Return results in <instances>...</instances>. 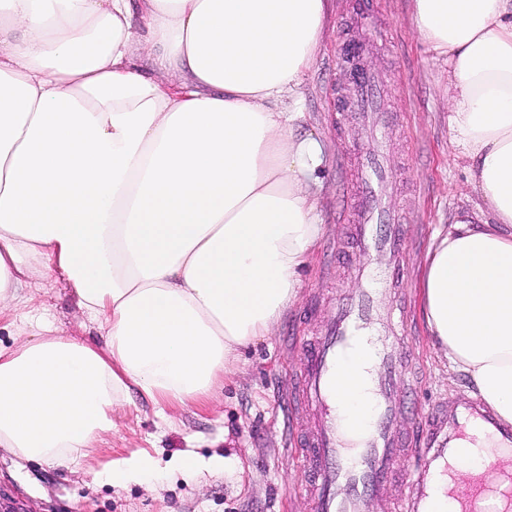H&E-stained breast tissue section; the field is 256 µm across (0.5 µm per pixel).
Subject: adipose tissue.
Wrapping results in <instances>:
<instances>
[{"instance_id":"obj_1","label":"adipose tissue","mask_w":512,"mask_h":512,"mask_svg":"<svg viewBox=\"0 0 512 512\" xmlns=\"http://www.w3.org/2000/svg\"><path fill=\"white\" fill-rule=\"evenodd\" d=\"M448 63L452 143L478 197L439 233L419 306L472 393L512 423V0H412ZM328 0H0V312L65 275L104 337L0 345V448L65 467L131 391L207 398L269 335L319 239L322 147L280 109ZM148 50L149 69L137 63ZM366 428L375 361L340 366Z\"/></svg>"}]
</instances>
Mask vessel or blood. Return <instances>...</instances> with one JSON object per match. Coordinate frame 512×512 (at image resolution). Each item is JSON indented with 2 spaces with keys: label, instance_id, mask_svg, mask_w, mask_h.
I'll return each instance as SVG.
<instances>
[{
  "label": "vessel or blood",
  "instance_id": "obj_1",
  "mask_svg": "<svg viewBox=\"0 0 512 512\" xmlns=\"http://www.w3.org/2000/svg\"><path fill=\"white\" fill-rule=\"evenodd\" d=\"M344 48L353 86L349 104L362 111L371 140L354 161L362 190L353 208L350 236L357 245L382 257L383 268L377 276L388 283L389 292L382 295L367 288L344 299L336 308L335 322L309 340L305 364L289 392L290 398L304 397L322 410L319 429L300 437L297 452L314 490L313 512H368V499L385 487L396 460L412 452L420 458V468L402 496L392 502L389 512H424L426 479L432 465L438 459L459 455L461 439L470 426L480 427L502 453L475 474L466 487L453 492L455 512H512V496L502 499L495 495L503 485L512 486V425L501 423L481 398L468 397L458 401L447 418L429 423L422 447L413 448L408 434L399 428L396 392L403 384L402 364L389 346L373 347L379 361L376 405L365 434L350 440L336 413V360L354 346L364 324L380 320L392 335L403 340L408 337L407 315L399 297L407 276L408 225L402 213L387 205L378 192L386 173V115L381 110L380 86L373 72L360 62L362 44L349 37Z\"/></svg>",
  "mask_w": 512,
  "mask_h": 512
}]
</instances>
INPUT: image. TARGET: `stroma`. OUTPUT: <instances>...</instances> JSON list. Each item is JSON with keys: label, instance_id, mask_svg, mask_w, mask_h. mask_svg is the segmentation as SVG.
Instances as JSON below:
<instances>
[{"label": "stroma", "instance_id": "35a3bbf8", "mask_svg": "<svg viewBox=\"0 0 512 512\" xmlns=\"http://www.w3.org/2000/svg\"><path fill=\"white\" fill-rule=\"evenodd\" d=\"M373 7L376 25L361 34L370 45L362 63L379 74L383 109L392 117L385 152L392 173L383 190L418 229L408 245L410 277L403 285L413 342L408 348L395 345L396 358L407 363L398 394L400 427L418 438L420 419L436 411L439 399L453 402L468 394L466 380L450 369L421 319L418 281L435 236L471 214L475 194L451 143L447 63L422 40L412 0H375ZM345 9L346 0H330L323 47L298 87L302 130L313 133L324 150L315 173L322 233L302 271L298 298L271 335L242 350L233 375L209 398L162 409L132 394L114 409L111 431L88 456L66 468L21 460L0 449V494L14 500L20 512H311L293 446L313 425L314 412L288 411L284 390L303 363L306 340L330 323L338 298L363 287L356 269L374 263L349 239L345 220L353 201L344 159L369 140L356 113H347L343 123L335 121L337 97L350 93L349 73L337 65ZM382 28L392 34L394 48L382 46ZM335 247L340 250L336 257L331 254ZM20 296V311L44 317L55 334L97 340V325L80 307L66 277L35 276ZM189 450L204 458H230L237 468L184 481L171 463ZM135 454L158 462L156 480L115 486L100 478L109 464Z\"/></svg>", "mask_w": 512, "mask_h": 512}]
</instances>
